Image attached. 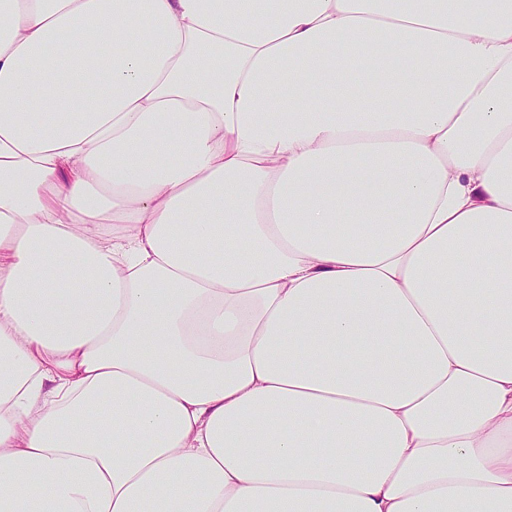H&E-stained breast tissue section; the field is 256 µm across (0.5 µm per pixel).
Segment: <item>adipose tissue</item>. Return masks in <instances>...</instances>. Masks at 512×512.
<instances>
[{"mask_svg": "<svg viewBox=\"0 0 512 512\" xmlns=\"http://www.w3.org/2000/svg\"><path fill=\"white\" fill-rule=\"evenodd\" d=\"M0 512H512V0H0Z\"/></svg>", "mask_w": 512, "mask_h": 512, "instance_id": "ef3b65f1", "label": "adipose tissue"}]
</instances>
